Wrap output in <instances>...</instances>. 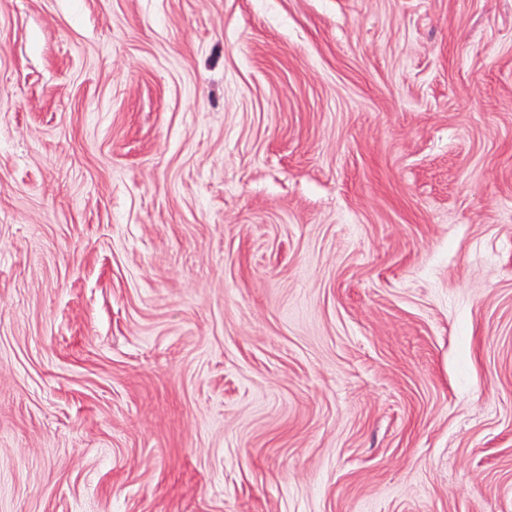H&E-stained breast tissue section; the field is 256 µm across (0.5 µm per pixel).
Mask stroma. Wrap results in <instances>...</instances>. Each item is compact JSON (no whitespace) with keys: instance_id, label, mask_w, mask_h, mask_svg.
Returning <instances> with one entry per match:
<instances>
[{"instance_id":"stroma-1","label":"stroma","mask_w":512,"mask_h":512,"mask_svg":"<svg viewBox=\"0 0 512 512\" xmlns=\"http://www.w3.org/2000/svg\"><path fill=\"white\" fill-rule=\"evenodd\" d=\"M0 512H512V0H0Z\"/></svg>"}]
</instances>
